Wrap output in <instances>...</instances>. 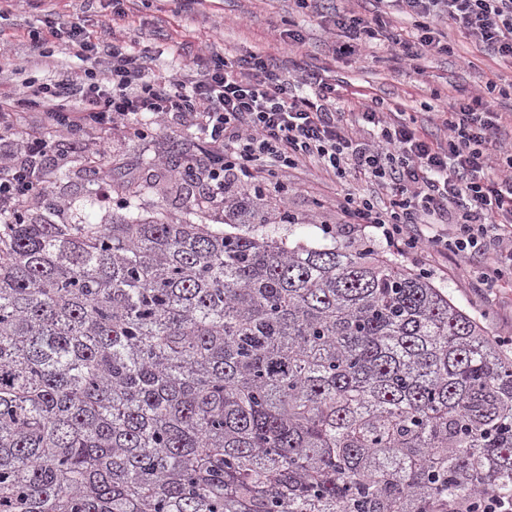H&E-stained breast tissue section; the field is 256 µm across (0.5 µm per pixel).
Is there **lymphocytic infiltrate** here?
<instances>
[{"label": "lymphocytic infiltrate", "mask_w": 512, "mask_h": 512, "mask_svg": "<svg viewBox=\"0 0 512 512\" xmlns=\"http://www.w3.org/2000/svg\"><path fill=\"white\" fill-rule=\"evenodd\" d=\"M367 17L355 11L321 15L338 41L337 57L384 40L396 59L414 63L449 52V30L512 61V0H383ZM417 19L415 33L394 30L390 16ZM38 65L52 67L51 45L73 49L77 75L60 73L53 83L22 82L0 91V127L15 123L20 109H40L47 123L24 139V159L0 161V213L13 212L40 174L32 163L64 129L122 127L147 137L151 120L189 122L206 145L199 169L209 201L229 185H249L268 174L308 164L336 188L341 223L375 229L387 244L410 254L425 245L443 248L478 272L488 287L512 277V155L504 152L502 114L495 82L479 93L461 91L442 121L445 135L421 134L414 119L385 109L371 97L358 111L336 109V87L319 70L288 71L274 56L252 52L228 57L209 48L205 58L178 76L153 69L156 54L119 44L111 28L95 31L48 12ZM368 137H359V129ZM423 224H450L444 238L421 237ZM483 255L473 267V255Z\"/></svg>", "instance_id": "lymphocytic-infiltrate-1"}]
</instances>
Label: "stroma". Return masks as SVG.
I'll return each mask as SVG.
<instances>
[{"label":"stroma","instance_id":"stroma-1","mask_svg":"<svg viewBox=\"0 0 512 512\" xmlns=\"http://www.w3.org/2000/svg\"><path fill=\"white\" fill-rule=\"evenodd\" d=\"M47 8L46 0H16L12 11L0 17V37L6 42L0 50V87L12 88L17 75L48 83L55 72L79 67L73 51L62 46L54 49L55 70L33 65L32 35L41 30ZM123 8L124 17L116 19L110 0H59L57 4L60 13L86 20L89 28L103 21L111 23L127 48L161 47L158 74L171 76L179 68L193 66L200 49L209 44L230 56L255 51L301 59L309 67L322 69L325 79L335 84L338 111H353L365 96H375L439 136L444 129L438 114L446 109L452 88L481 90L491 80L505 91L512 85V63L455 31L448 36L452 53L427 56L416 71L396 63L381 41L366 49L365 62L353 57L333 59L334 35L318 25L311 10L297 8L294 0H198L188 7L182 0H125ZM294 26L301 29L304 40L290 48L282 35ZM203 148L194 127L176 122L146 139L120 130L57 133L53 150L37 160L46 173L47 190L30 198L25 208L32 219L47 218L59 224H108L116 213L129 217L160 213L173 224L223 223L222 208L200 203L204 183L183 180L175 165L181 155L197 156ZM98 155L105 160L106 178L112 186L108 201L88 193V161ZM276 179L286 186V193L250 197L251 209L264 211L274 224L280 211H289L299 223L296 238L312 245L371 240L387 257L426 271L437 287L512 354V281L488 288L479 275L460 276L455 260L444 251L429 248L403 255L369 228L360 232L343 225L331 237H324L322 225L336 221L331 186L314 169H281Z\"/></svg>","mask_w":512,"mask_h":512}]
</instances>
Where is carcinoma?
I'll return each mask as SVG.
<instances>
[{
    "label": "carcinoma",
    "instance_id": "obj_1",
    "mask_svg": "<svg viewBox=\"0 0 512 512\" xmlns=\"http://www.w3.org/2000/svg\"><path fill=\"white\" fill-rule=\"evenodd\" d=\"M246 212L0 215V512H509L512 356Z\"/></svg>",
    "mask_w": 512,
    "mask_h": 512
}]
</instances>
